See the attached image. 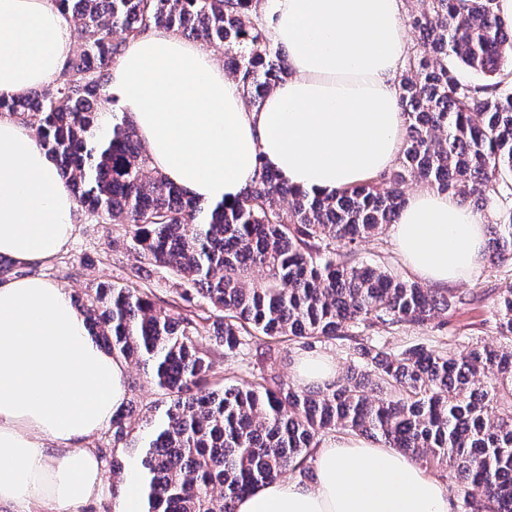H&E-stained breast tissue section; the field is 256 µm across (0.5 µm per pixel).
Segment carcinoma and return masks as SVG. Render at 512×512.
<instances>
[{"label":"carcinoma","instance_id":"carcinoma-1","mask_svg":"<svg viewBox=\"0 0 512 512\" xmlns=\"http://www.w3.org/2000/svg\"><path fill=\"white\" fill-rule=\"evenodd\" d=\"M83 41L59 80L11 98L0 112L34 119L76 202L122 224L139 257L127 282L79 301L92 336L135 364L162 396L144 424L122 411L97 452L112 465V512L125 468L116 456L142 432L146 512H236L239 498L307 460L328 434L366 435L448 470L464 512H512V283L495 310L499 346L448 344L393 353L371 333L426 327L472 302L392 274L360 257L364 239L397 220L403 186L452 191L482 212L499 206L487 250L512 264V22L496 0H419L407 22L417 43L399 81L405 129L396 167L325 195L283 182L264 162L233 203L187 195L151 167L136 128L106 94L128 40L152 27L225 47V69L252 106L289 74L256 0H57ZM493 82L464 83L458 68ZM262 275L254 277V270ZM175 277L160 306L148 286ZM209 315L196 320L192 307ZM353 342L356 363L330 384L284 388L261 373L216 389L213 347L245 360L244 336Z\"/></svg>","mask_w":512,"mask_h":512}]
</instances>
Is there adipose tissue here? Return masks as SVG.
<instances>
[{
    "instance_id": "ef3b65f1",
    "label": "adipose tissue",
    "mask_w": 512,
    "mask_h": 512,
    "mask_svg": "<svg viewBox=\"0 0 512 512\" xmlns=\"http://www.w3.org/2000/svg\"><path fill=\"white\" fill-rule=\"evenodd\" d=\"M403 0H263L290 74L259 108L203 46L154 28L129 42L109 91L152 167L189 194L234 202L258 160L289 184L327 194L393 166L404 125L398 78L407 56ZM72 20L54 0H0V95L52 84L74 53ZM79 214L33 130L0 114V254L25 268L0 281V506L36 512L97 496L89 440L127 399L122 361L92 340L69 294L36 267L70 241ZM393 238L404 264L443 286L469 278L486 246L483 219L433 189L408 197ZM315 480H277L237 512H452L448 491L408 455L354 435L324 440Z\"/></svg>"
}]
</instances>
